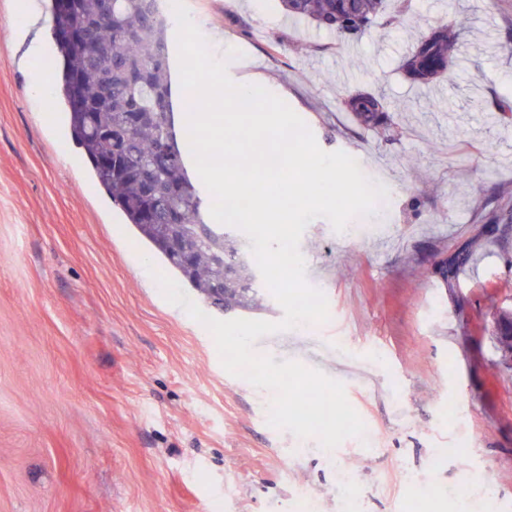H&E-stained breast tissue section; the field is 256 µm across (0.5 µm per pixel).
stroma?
Instances as JSON below:
<instances>
[{
    "mask_svg": "<svg viewBox=\"0 0 512 512\" xmlns=\"http://www.w3.org/2000/svg\"><path fill=\"white\" fill-rule=\"evenodd\" d=\"M234 83L255 78L389 190L373 215L305 229L329 319L258 355L343 382L364 438L333 450L267 422L273 393L229 374L210 331L168 302V264L97 185L56 89L46 0H0V512H512V366L492 316L512 309V0H405L402 22L346 40L277 0H184ZM440 24L463 33L430 87L397 64ZM382 93L398 134L357 125L346 91ZM481 245L446 286L434 268Z\"/></svg>",
    "mask_w": 512,
    "mask_h": 512,
    "instance_id": "stroma-1",
    "label": "stroma"
}]
</instances>
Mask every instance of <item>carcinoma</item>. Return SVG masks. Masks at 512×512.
Wrapping results in <instances>:
<instances>
[{
  "label": "carcinoma",
  "mask_w": 512,
  "mask_h": 512,
  "mask_svg": "<svg viewBox=\"0 0 512 512\" xmlns=\"http://www.w3.org/2000/svg\"><path fill=\"white\" fill-rule=\"evenodd\" d=\"M100 0H73L69 11L59 0H48L52 32L75 28L84 18L95 15ZM153 0H112V17L96 40L101 54L90 61L81 45L54 40L60 58L59 98L68 113L69 127L91 166L97 183L112 197L139 239L154 248L199 295L226 312L251 311L258 307L256 262L242 251L224 226L210 225L211 235L201 239L191 225L203 224L204 199L188 175L190 148L186 120L175 123L174 111L188 113L195 97L182 93L179 105L173 102V83L166 57L167 24L152 8ZM281 11L307 19L319 28L344 38L371 33L374 26L388 27L398 22L389 11V0H279ZM459 35L443 24L419 34L400 69L417 85H429L443 78L456 59ZM112 81L110 100L101 101L102 76ZM353 120L368 129L392 132L394 107L376 92L360 89L342 98ZM492 107L504 123L512 122V97L499 96ZM140 112L143 120L128 127V114ZM171 134L180 159L172 164L158 160L153 146L164 134ZM117 163L105 171L101 160ZM143 165L152 171L157 190L151 195L143 182L127 169ZM512 222V199H496L489 223ZM176 239L181 249L192 254V270L185 271L167 247ZM224 284L223 302L213 299L216 284Z\"/></svg>",
  "instance_id": "1"
}]
</instances>
